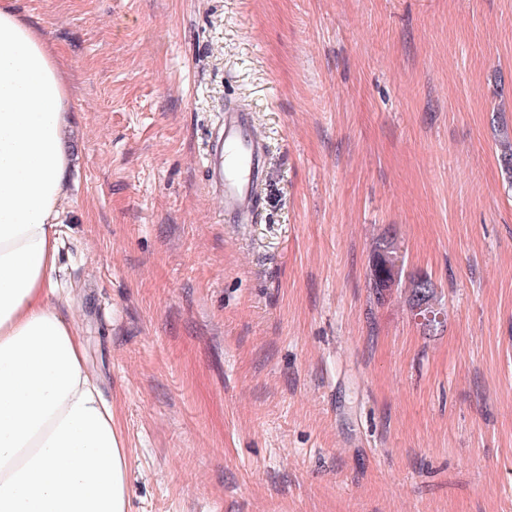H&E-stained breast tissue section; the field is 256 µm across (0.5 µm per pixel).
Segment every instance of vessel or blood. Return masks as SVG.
<instances>
[{"label": "vessel or blood", "mask_w": 512, "mask_h": 512, "mask_svg": "<svg viewBox=\"0 0 512 512\" xmlns=\"http://www.w3.org/2000/svg\"><path fill=\"white\" fill-rule=\"evenodd\" d=\"M265 157L266 143L252 111L227 100L204 155L206 182L221 198L225 223L256 222Z\"/></svg>", "instance_id": "1"}]
</instances>
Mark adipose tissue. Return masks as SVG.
<instances>
[{"label": "adipose tissue", "mask_w": 512, "mask_h": 512, "mask_svg": "<svg viewBox=\"0 0 512 512\" xmlns=\"http://www.w3.org/2000/svg\"><path fill=\"white\" fill-rule=\"evenodd\" d=\"M67 113L51 50L0 0V512H130L122 430L48 300Z\"/></svg>", "instance_id": "ef3b65f1"}]
</instances>
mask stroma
Returning <instances> with one entry per match:
<instances>
[{
    "label": "stroma",
    "mask_w": 512,
    "mask_h": 512,
    "mask_svg": "<svg viewBox=\"0 0 512 512\" xmlns=\"http://www.w3.org/2000/svg\"><path fill=\"white\" fill-rule=\"evenodd\" d=\"M69 94L53 304L131 512H512V0H14ZM260 217L203 179L226 97ZM396 236L434 333L369 261ZM408 293V302L412 311L414 310L417 302L425 300L427 302L426 310L433 315L432 319L430 320L434 324L433 329L423 328V331H427L429 334L436 330L437 327L441 324L439 319V314L441 312L436 308L437 293L436 289L432 287V281L427 276H411L408 284ZM424 307V304H422L420 307H416L415 312L423 310Z\"/></svg>",
    "instance_id": "obj_1"
}]
</instances>
